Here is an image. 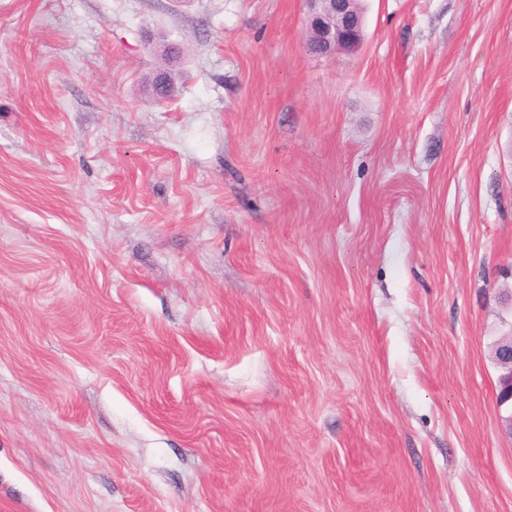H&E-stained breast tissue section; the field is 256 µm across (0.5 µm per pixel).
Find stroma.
Wrapping results in <instances>:
<instances>
[{
  "label": "stroma",
  "mask_w": 512,
  "mask_h": 512,
  "mask_svg": "<svg viewBox=\"0 0 512 512\" xmlns=\"http://www.w3.org/2000/svg\"><path fill=\"white\" fill-rule=\"evenodd\" d=\"M306 32L0 0V512H512V0ZM505 324L509 327V333L496 341L494 357L503 370L499 379L498 419L503 431L512 440V316L510 322Z\"/></svg>",
  "instance_id": "35a3bbf8"
}]
</instances>
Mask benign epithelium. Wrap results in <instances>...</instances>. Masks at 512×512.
<instances>
[{
	"mask_svg": "<svg viewBox=\"0 0 512 512\" xmlns=\"http://www.w3.org/2000/svg\"><path fill=\"white\" fill-rule=\"evenodd\" d=\"M308 9L307 46L317 55H330L359 47L363 40L361 0H304ZM509 333L495 343L494 357L503 370L499 379L498 419L512 438V321Z\"/></svg>",
	"mask_w": 512,
	"mask_h": 512,
	"instance_id": "1",
	"label": "benign epithelium"
}]
</instances>
